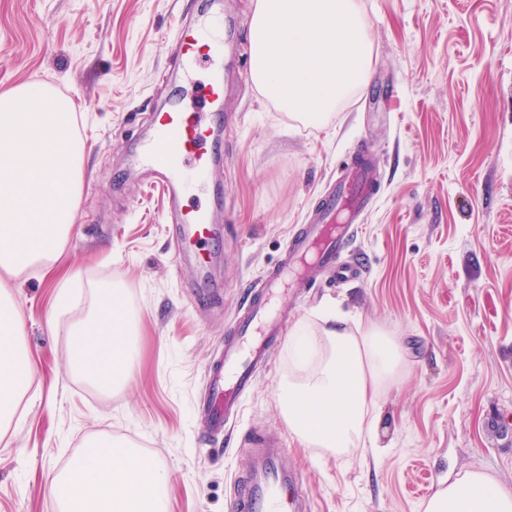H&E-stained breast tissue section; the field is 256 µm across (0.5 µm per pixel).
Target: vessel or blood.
I'll return each instance as SVG.
<instances>
[{"label":"vessel or blood","instance_id":"vessel-or-blood-1","mask_svg":"<svg viewBox=\"0 0 512 512\" xmlns=\"http://www.w3.org/2000/svg\"><path fill=\"white\" fill-rule=\"evenodd\" d=\"M172 50L185 75H192L198 62L213 64L208 82L201 88L202 98L212 103L222 100L224 78L216 66L224 57L223 42L209 37L204 27L185 24L179 27ZM152 122L153 136L140 148L136 164L154 174L163 192L180 195L203 188L211 178V158L207 149L210 127L201 113L186 111L175 102L153 113ZM374 195L372 161L368 154L356 152L340 169L320 209L291 238L285 257L251 291L244 314L231 325L224 351L206 375L203 406L210 434L218 436L231 427L243 394L267 368L281 334L278 299L288 289L309 287L305 266L329 270L339 281L350 280L363 270L362 261L345 262L341 256L353 224L364 217ZM182 222L183 237L200 246L212 240L213 227L202 207L187 209ZM275 460V454L269 453L262 471L249 479L243 493L231 503L230 512H299L302 499L297 479L275 468Z\"/></svg>","mask_w":512,"mask_h":512}]
</instances>
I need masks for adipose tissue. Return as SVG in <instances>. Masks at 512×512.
I'll use <instances>...</instances> for the list:
<instances>
[{
  "label": "adipose tissue",
  "mask_w": 512,
  "mask_h": 512,
  "mask_svg": "<svg viewBox=\"0 0 512 512\" xmlns=\"http://www.w3.org/2000/svg\"><path fill=\"white\" fill-rule=\"evenodd\" d=\"M320 332L300 327L289 338L288 373L277 385L290 434L304 447L340 458L365 445L374 426L377 397L396 372L401 354L377 329L356 335L340 327L335 309ZM21 321L0 289V432L19 425V406L35 385ZM130 314L120 299H104L92 318L73 331L71 357L78 375L109 389L134 369ZM169 474L156 460L123 441L88 442L52 478L48 490L59 512H167ZM424 512H512V491L470 471L436 491Z\"/></svg>",
  "instance_id": "adipose-tissue-1"
}]
</instances>
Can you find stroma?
Returning a JSON list of instances; mask_svg holds the SVG:
<instances>
[{"label": "stroma", "mask_w": 512, "mask_h": 512, "mask_svg": "<svg viewBox=\"0 0 512 512\" xmlns=\"http://www.w3.org/2000/svg\"><path fill=\"white\" fill-rule=\"evenodd\" d=\"M233 18L200 197L219 236L197 271L167 195L129 165L150 116L180 93L168 46L208 0H0V90L45 83L72 98L85 145L74 230L52 268L0 270L19 310L37 396L0 437V512H57L46 488L90 436L127 441L171 475L170 512H227L256 467L254 433L279 441L309 512H423V493L467 471L512 491V0H362L374 59L325 124L295 121L251 81V0ZM377 193L350 282L318 277L279 306L289 330L335 305L351 331L391 336L402 364L383 386L372 443L341 459L301 447L282 419L280 341L228 438L198 412L204 376L251 286L282 259L358 146ZM69 301L56 309L57 288ZM119 288L132 378L103 392L72 368L76 324Z\"/></svg>", "instance_id": "obj_1"}]
</instances>
